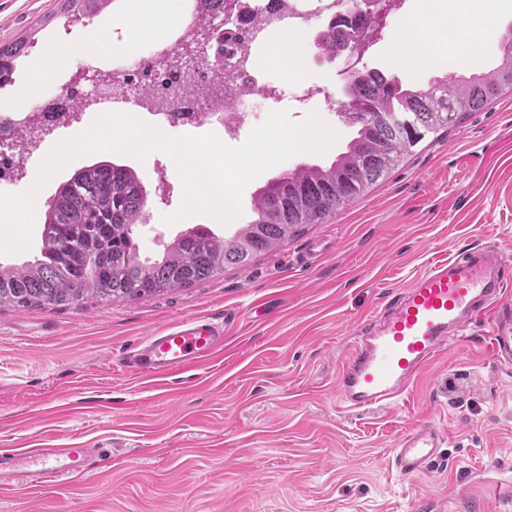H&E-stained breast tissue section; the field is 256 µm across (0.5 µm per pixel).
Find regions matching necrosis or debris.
Instances as JSON below:
<instances>
[{
  "instance_id": "1",
  "label": "necrosis or debris",
  "mask_w": 512,
  "mask_h": 512,
  "mask_svg": "<svg viewBox=\"0 0 512 512\" xmlns=\"http://www.w3.org/2000/svg\"><path fill=\"white\" fill-rule=\"evenodd\" d=\"M345 15L343 0H243L242 12L224 40L225 77L220 86L208 67H199L189 77L175 61L179 45L195 39L197 26L182 28L174 37L136 42L130 52L113 57L108 67L99 54L86 52L76 57L73 65L85 72L93 88L91 95L72 96L69 109L63 112L14 110L0 114V182L11 184L26 177L40 149L38 135L53 134L91 105L125 111L130 103L138 102L137 88L143 84L159 88L151 116L162 127L208 125L223 130L230 139L251 124L254 113L250 105L256 101L268 106L290 98L321 112H337L339 104L326 88L291 87L263 79L254 49L269 26L303 32L312 19L326 21ZM228 98L234 101V108L225 107Z\"/></svg>"
}]
</instances>
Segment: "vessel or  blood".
<instances>
[{
    "mask_svg": "<svg viewBox=\"0 0 512 512\" xmlns=\"http://www.w3.org/2000/svg\"><path fill=\"white\" fill-rule=\"evenodd\" d=\"M512 261L498 250L476 249L437 258L374 310L336 378L345 411L398 402L418 378L478 324L487 326L493 359L512 363V301L503 292ZM224 349L222 321L197 316L159 328L129 354L142 376L167 377L196 368ZM441 434L415 426L400 438L394 463L413 478L437 462ZM99 449L18 448L0 454V489L40 488L86 479L99 469Z\"/></svg>",
    "mask_w": 512,
    "mask_h": 512,
    "instance_id": "1",
    "label": "vessel or blood"
}]
</instances>
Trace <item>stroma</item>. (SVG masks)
<instances>
[{
	"mask_svg": "<svg viewBox=\"0 0 512 512\" xmlns=\"http://www.w3.org/2000/svg\"><path fill=\"white\" fill-rule=\"evenodd\" d=\"M424 0H404L402 18L376 20L361 65L407 85L436 76L484 73L500 57L495 43L476 54L451 50L429 61L406 57L402 19ZM123 0L94 17L72 15L62 0H0V44L26 39L20 84L40 80L36 109L66 97L58 75L78 55L112 36ZM313 24L294 41V58H275L268 34L259 58L267 77L321 83L343 98L342 61L320 57ZM338 141L323 154L300 153L268 169L242 195L229 224L194 215L165 225L183 186L172 159L118 153L70 162L40 191L44 211L56 188L101 160L130 166L146 192L147 220L136 230L142 256L157 258L188 228L208 225L229 238L252 218L253 196L303 164L329 165L352 137L340 117ZM512 95L406 155L388 178L244 269L228 268L193 287L109 305L93 300L53 308L0 306V449L99 444L106 459L88 480L44 489L0 491V512H448L468 488L465 512H512V365L495 363L487 330L449 349L389 408L346 413L336 405V373L358 325L433 258L474 246L512 257ZM224 322V351L203 365L157 380L123 358L160 327L184 318ZM445 433L428 473L403 478L393 450L410 427ZM497 463L506 497L471 487Z\"/></svg>",
	"mask_w": 512,
	"mask_h": 512,
	"instance_id": "1",
	"label": "stroma"
}]
</instances>
